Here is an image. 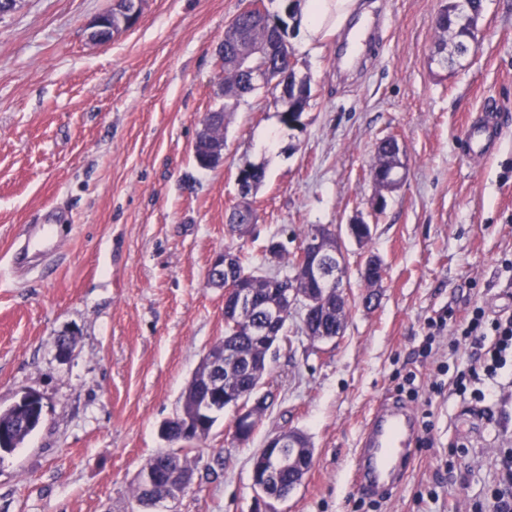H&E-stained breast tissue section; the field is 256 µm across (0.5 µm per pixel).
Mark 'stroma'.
Masks as SVG:
<instances>
[{
	"label": "stroma",
	"instance_id": "obj_1",
	"mask_svg": "<svg viewBox=\"0 0 512 512\" xmlns=\"http://www.w3.org/2000/svg\"><path fill=\"white\" fill-rule=\"evenodd\" d=\"M112 0H24L0 16V408L27 393L43 416L0 456V512H135L138 471L166 449L158 429L180 409L200 360L224 338V290L209 281L224 249L259 274L285 273L265 251H288L309 226H373L345 238L349 311L330 342L309 339L299 316L268 355L271 404L238 443L225 409L188 451L193 481L175 512H253L251 458L266 438L302 432L311 469L266 512H471L512 438L502 404L435 394L448 382L419 353L430 321L455 324L482 307L512 313V0H483L476 51L435 57L442 0H356L340 31L288 45L311 96L299 126L265 87L226 119L224 163L204 169L193 145L223 104L218 50L248 0H145L139 20L99 46L90 23ZM382 20L373 57L345 67L355 28ZM500 114L491 155L460 146L471 114ZM402 143L405 167L380 191L369 168L377 143ZM261 165L248 236L229 224L240 169ZM383 211H374L377 197ZM57 225L50 259L13 268L28 225ZM377 255L381 282L361 276ZM74 345L59 357L55 339ZM415 375L411 406L429 414L431 447H416L391 495L350 482L362 426Z\"/></svg>",
	"mask_w": 512,
	"mask_h": 512
}]
</instances>
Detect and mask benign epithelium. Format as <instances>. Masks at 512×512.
I'll return each mask as SVG.
<instances>
[{
  "instance_id": "7a95c632",
  "label": "benign epithelium",
  "mask_w": 512,
  "mask_h": 512,
  "mask_svg": "<svg viewBox=\"0 0 512 512\" xmlns=\"http://www.w3.org/2000/svg\"><path fill=\"white\" fill-rule=\"evenodd\" d=\"M144 0H115L113 14L100 15L91 23V39L98 44L109 42L115 35L113 18H118L121 26L128 27L140 15ZM262 51H252L240 56V71L244 80L237 89L236 100L249 94L255 86L271 84L269 69L256 68L253 55ZM215 124L212 114L204 116L196 133L194 147H202L208 154V167L214 168L224 163V141L213 140L211 130ZM211 267L223 273L218 284L224 288V325L231 333L238 332L239 318L245 310L253 307V295L243 287L245 275L230 266V257L224 253L216 255ZM346 258L340 233L324 227V230L310 235L297 250L294 272L291 277L269 276L272 301L265 306L266 317L259 325L251 329V338L255 344L271 351L286 334L288 316L299 311L304 334L316 341L311 328L315 324L321 304L325 298L336 292L342 299H347V290L336 287V281L345 278ZM225 360L214 354L202 359L197 375L203 376V395L201 413L209 416L221 406L235 412L233 430L237 440L250 439L256 429L259 410L268 404L269 394L261 391V381H254L242 389L224 378ZM169 461L177 464L176 469L163 477L147 469L140 473L138 481L145 497L152 501V510L164 507L183 496L189 489L192 473L177 462L180 452L167 450ZM313 463V448L304 435L295 430H288L269 436L263 448L251 463V484L261 500H286L272 493L274 483L285 472L293 471L305 474Z\"/></svg>"
}]
</instances>
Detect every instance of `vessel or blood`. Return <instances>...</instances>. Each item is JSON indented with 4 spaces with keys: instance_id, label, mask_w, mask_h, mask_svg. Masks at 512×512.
I'll use <instances>...</instances> for the list:
<instances>
[{
    "instance_id": "b4317fda",
    "label": "vessel or blood",
    "mask_w": 512,
    "mask_h": 512,
    "mask_svg": "<svg viewBox=\"0 0 512 512\" xmlns=\"http://www.w3.org/2000/svg\"><path fill=\"white\" fill-rule=\"evenodd\" d=\"M462 138L469 152L488 153L494 144L495 124L487 117L473 122ZM417 438L414 411L396 401L381 402L361 432L354 482L367 494L392 492L406 474Z\"/></svg>"
}]
</instances>
